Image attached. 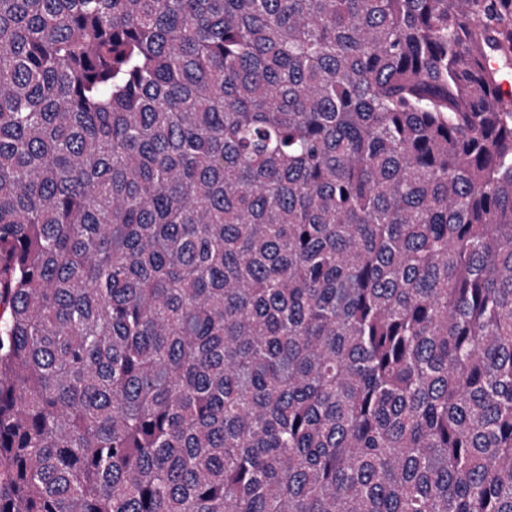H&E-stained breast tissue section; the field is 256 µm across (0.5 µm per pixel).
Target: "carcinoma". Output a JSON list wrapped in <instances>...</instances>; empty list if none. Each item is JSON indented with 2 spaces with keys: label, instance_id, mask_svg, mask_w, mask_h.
<instances>
[{
  "label": "carcinoma",
  "instance_id": "carcinoma-1",
  "mask_svg": "<svg viewBox=\"0 0 512 512\" xmlns=\"http://www.w3.org/2000/svg\"><path fill=\"white\" fill-rule=\"evenodd\" d=\"M512 0H0V512H512Z\"/></svg>",
  "mask_w": 512,
  "mask_h": 512
}]
</instances>
